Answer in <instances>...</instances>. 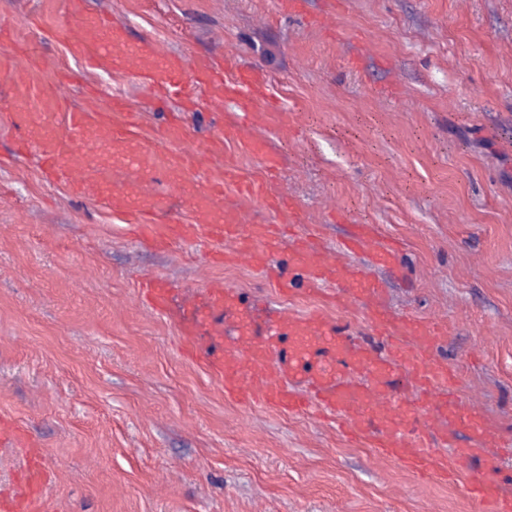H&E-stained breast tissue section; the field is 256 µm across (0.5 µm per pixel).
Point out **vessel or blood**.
I'll list each match as a JSON object with an SVG mask.
<instances>
[{
  "instance_id": "vessel-or-blood-1",
  "label": "vessel or blood",
  "mask_w": 512,
  "mask_h": 512,
  "mask_svg": "<svg viewBox=\"0 0 512 512\" xmlns=\"http://www.w3.org/2000/svg\"><path fill=\"white\" fill-rule=\"evenodd\" d=\"M76 48L88 55L94 66L148 77L187 103L193 102L199 83L207 88L209 105L235 100L240 114L231 135L244 151L263 156L266 170L278 168V159L267 154L264 143L251 135L258 126L282 131L288 128L287 113L257 107L265 85L260 72L243 70L228 82L206 59H162L151 45L128 47L123 29L99 19L84 24ZM17 119L25 148L36 150L53 168L76 172L74 188L85 195L97 194L106 177L115 175L116 162L129 149L128 127L112 123L90 104L67 113L62 132L50 128L45 113H21ZM180 138L179 125L168 126L158 141L140 149L139 161L147 177L159 174L171 182L191 173L208 172L209 179L202 190L187 195L192 219L183 225L181 238L224 239L234 245L225 253V260L244 259L264 267L280 247L279 233L272 224L243 229L241 211L221 207L224 186L236 183L244 197L260 198L267 209L286 217L292 214L290 197L261 184L240 181L233 164L211 168L209 156L222 151L223 140H214L206 150L161 152V143ZM107 203L118 213L136 209L143 224L150 228L155 225L154 194L145 184L132 188L118 185ZM356 252L371 254L378 265L398 259L394 246H374L369 234L362 230L350 246L337 250L335 259H327L320 248L303 241L292 248L290 261L305 275L309 286L335 284L337 303L362 304L373 334L385 348L392 350L397 343L408 341L409 349L401 352L404 366L423 387L440 389L438 403L392 396L395 362L380 356L371 345L347 336L322 313L298 315L284 310L266 331H258L252 311L240 307L238 291L221 284L184 297L182 334L191 352L219 378L225 394L242 402L299 409L303 403L290 385L310 380L319 403L336 412L352 436L373 438L386 459L421 477L448 482L465 476L470 493L483 505L484 512H512V496L501 488L496 458L479 455L474 448L455 449L449 457L438 454V446L453 441L449 425L474 432L484 446L493 441L494 433L483 422L477 406H463L450 392L452 377L447 363L430 354L435 327L409 317L387 316L377 305L380 290L376 280L347 260L349 254ZM42 483V468L29 470L24 498L0 502V512H48L49 505L40 494Z\"/></svg>"
}]
</instances>
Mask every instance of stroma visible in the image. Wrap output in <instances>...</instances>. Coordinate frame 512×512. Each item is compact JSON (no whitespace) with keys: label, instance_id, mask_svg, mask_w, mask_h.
<instances>
[{"label":"stroma","instance_id":"35a3bbf8","mask_svg":"<svg viewBox=\"0 0 512 512\" xmlns=\"http://www.w3.org/2000/svg\"><path fill=\"white\" fill-rule=\"evenodd\" d=\"M0 0V496L25 489L32 464L54 512H481L465 482L423 481L302 413L229 400L184 349L177 323L137 284L237 289L259 323L317 306L307 283L281 293L248 262L213 263L225 242L142 240L133 216L72 194L36 153H14L13 101L32 112L125 100L133 138L153 140L176 100L134 75L72 52L82 16H106L131 40L193 60L233 58L265 77L259 106L291 128L255 129L280 159L273 189L327 248L373 228L403 250L372 273L395 314L444 324L433 352L463 400L512 439V0ZM234 101L184 116L178 146L223 138L243 180H268L227 129Z\"/></svg>","mask_w":512,"mask_h":512}]
</instances>
